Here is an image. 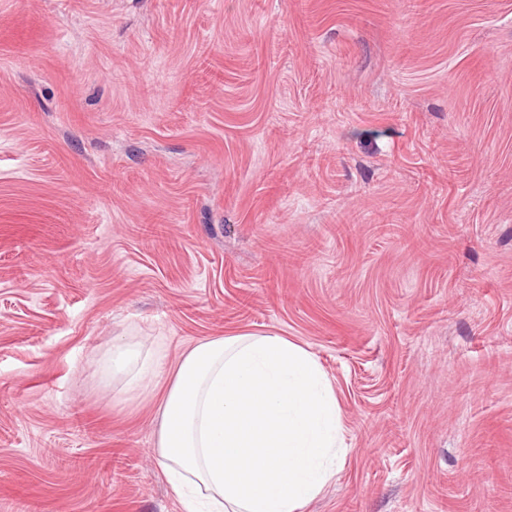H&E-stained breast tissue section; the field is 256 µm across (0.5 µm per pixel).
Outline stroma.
Segmentation results:
<instances>
[{
    "mask_svg": "<svg viewBox=\"0 0 512 512\" xmlns=\"http://www.w3.org/2000/svg\"><path fill=\"white\" fill-rule=\"evenodd\" d=\"M245 332L336 391L304 512H512V0H0V512H182L157 407ZM165 359L166 351L160 344L149 347L135 341L115 344L109 359L112 378L120 379L128 393L136 392Z\"/></svg>",
    "mask_w": 512,
    "mask_h": 512,
    "instance_id": "35a3bbf8",
    "label": "stroma"
}]
</instances>
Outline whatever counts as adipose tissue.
Wrapping results in <instances>:
<instances>
[{"mask_svg":"<svg viewBox=\"0 0 512 512\" xmlns=\"http://www.w3.org/2000/svg\"><path fill=\"white\" fill-rule=\"evenodd\" d=\"M166 359L158 344L113 345L126 391ZM336 392L313 355L277 335L239 334L186 350L158 407L159 466L185 512H302L344 454Z\"/></svg>","mask_w":512,"mask_h":512,"instance_id":"ef3b65f1","label":"adipose tissue"}]
</instances>
